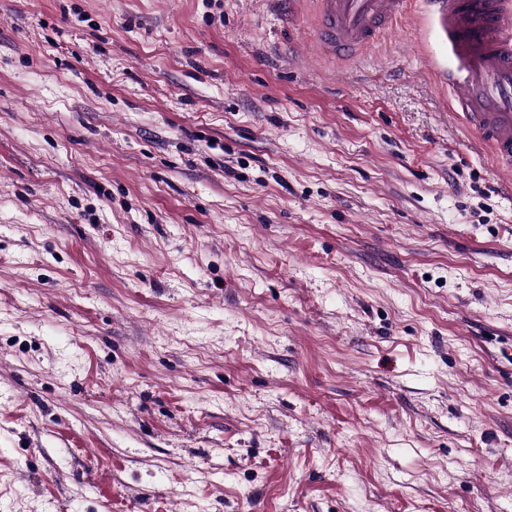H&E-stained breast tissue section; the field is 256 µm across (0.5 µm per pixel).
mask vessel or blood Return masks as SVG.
Listing matches in <instances>:
<instances>
[{
  "mask_svg": "<svg viewBox=\"0 0 512 512\" xmlns=\"http://www.w3.org/2000/svg\"><path fill=\"white\" fill-rule=\"evenodd\" d=\"M455 60L441 78L466 123L512 176V0H423ZM320 46L353 57L370 44L403 0H317Z\"/></svg>",
  "mask_w": 512,
  "mask_h": 512,
  "instance_id": "1",
  "label": "vessel or blood"
}]
</instances>
